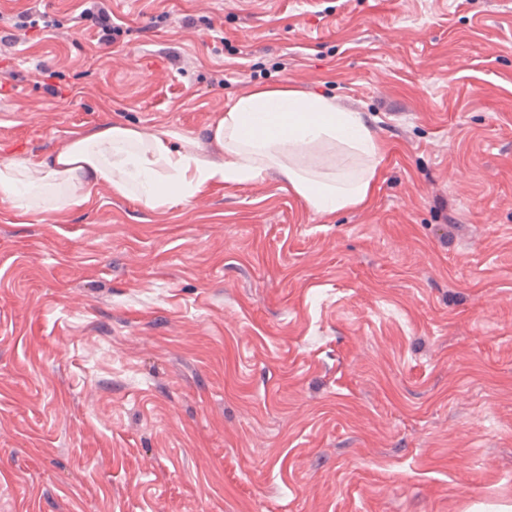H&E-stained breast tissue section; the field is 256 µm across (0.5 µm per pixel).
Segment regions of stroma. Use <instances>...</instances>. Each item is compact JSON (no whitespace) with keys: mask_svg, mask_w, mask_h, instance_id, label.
<instances>
[{"mask_svg":"<svg viewBox=\"0 0 512 512\" xmlns=\"http://www.w3.org/2000/svg\"><path fill=\"white\" fill-rule=\"evenodd\" d=\"M78 6L0 0V161L108 121L204 143L280 83L385 156L328 217L274 171L0 200V512H512V0H107L109 46Z\"/></svg>","mask_w":512,"mask_h":512,"instance_id":"obj_1","label":"stroma"}]
</instances>
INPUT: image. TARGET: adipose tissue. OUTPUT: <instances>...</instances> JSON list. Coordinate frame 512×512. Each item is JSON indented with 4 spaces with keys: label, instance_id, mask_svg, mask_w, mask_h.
Listing matches in <instances>:
<instances>
[{
    "label": "adipose tissue",
    "instance_id": "ef3b65f1",
    "mask_svg": "<svg viewBox=\"0 0 512 512\" xmlns=\"http://www.w3.org/2000/svg\"><path fill=\"white\" fill-rule=\"evenodd\" d=\"M384 146L362 115L290 84L238 95L210 127L208 143L174 128L149 132L108 123L53 153L0 162V200L21 214L69 209L101 188L152 209L274 170L320 215L366 205Z\"/></svg>",
    "mask_w": 512,
    "mask_h": 512
}]
</instances>
